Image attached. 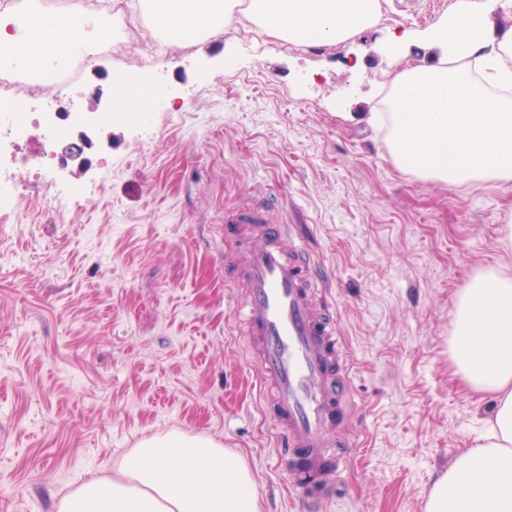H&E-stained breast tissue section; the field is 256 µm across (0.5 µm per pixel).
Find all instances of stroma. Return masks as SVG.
<instances>
[{
  "label": "stroma",
  "instance_id": "35a3bbf8",
  "mask_svg": "<svg viewBox=\"0 0 512 512\" xmlns=\"http://www.w3.org/2000/svg\"><path fill=\"white\" fill-rule=\"evenodd\" d=\"M379 21L336 44L223 34L171 47L127 32L59 91L35 78L25 138L0 139V177L38 184L0 223V512H56L144 437L177 429L242 453L263 512H296L262 413L256 354L224 280V215L269 202L302 227L338 313L352 444L323 512H424L440 473L490 413L454 373L456 298L512 273V182L446 186L399 171L355 120L392 75L433 61L456 0H377ZM130 79L161 101L128 121ZM93 146L85 165L21 166L59 113ZM81 195H71L72 186Z\"/></svg>",
  "mask_w": 512,
  "mask_h": 512
}]
</instances>
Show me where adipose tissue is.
Here are the masks:
<instances>
[{"label": "adipose tissue", "instance_id": "ef3b65f1", "mask_svg": "<svg viewBox=\"0 0 512 512\" xmlns=\"http://www.w3.org/2000/svg\"><path fill=\"white\" fill-rule=\"evenodd\" d=\"M293 43H339L371 25L376 0H140L165 37L223 32L236 7ZM491 0H456L433 37L435 64L398 71L389 109L360 123L387 127L402 172L448 185L512 181V27L489 35ZM104 12L60 17L36 0L0 5V68L61 62L105 38ZM468 390L491 403L484 430L436 479L425 512H512V276H474L461 290L450 344ZM57 512H262L254 475L239 453L179 430L143 438L113 474L83 483Z\"/></svg>", "mask_w": 512, "mask_h": 512}]
</instances>
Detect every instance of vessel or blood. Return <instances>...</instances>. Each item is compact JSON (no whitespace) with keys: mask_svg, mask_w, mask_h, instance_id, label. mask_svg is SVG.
Segmentation results:
<instances>
[{"mask_svg":"<svg viewBox=\"0 0 512 512\" xmlns=\"http://www.w3.org/2000/svg\"><path fill=\"white\" fill-rule=\"evenodd\" d=\"M224 231L241 240L240 250L224 260V278L246 293L239 318L258 352L264 410L280 427L278 462L303 512H320L348 443L340 422L347 403L336 376L347 355L337 317L318 304L324 282L296 225L272 223L255 204L236 210Z\"/></svg>","mask_w":512,"mask_h":512,"instance_id":"obj_1","label":"vessel or blood"}]
</instances>
